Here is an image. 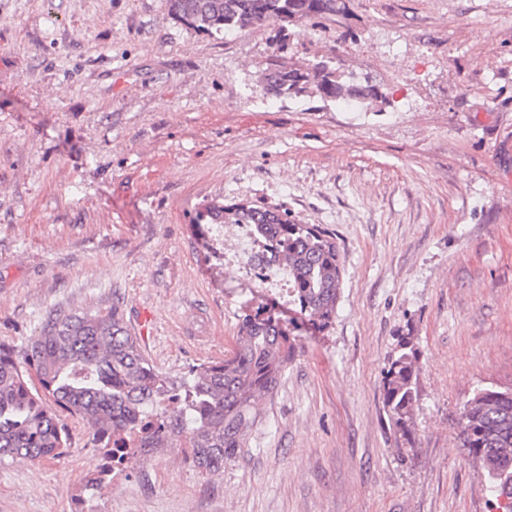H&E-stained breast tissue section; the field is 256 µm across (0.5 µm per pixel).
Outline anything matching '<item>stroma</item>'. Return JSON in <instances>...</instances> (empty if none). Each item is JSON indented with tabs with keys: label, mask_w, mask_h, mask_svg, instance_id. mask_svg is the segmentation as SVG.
<instances>
[{
	"label": "stroma",
	"mask_w": 512,
	"mask_h": 512,
	"mask_svg": "<svg viewBox=\"0 0 512 512\" xmlns=\"http://www.w3.org/2000/svg\"><path fill=\"white\" fill-rule=\"evenodd\" d=\"M346 3L283 38L197 31L167 0H0V342L115 307L166 376L223 358L241 306L271 296L214 259L212 204L285 208L344 269L332 323L296 329L222 472L163 448L87 489L102 455L69 416L64 458L0 463V512H497L457 424L476 390L512 389V0ZM278 53L386 99L272 97ZM405 334L419 396L399 446L383 377Z\"/></svg>",
	"instance_id": "obj_1"
}]
</instances>
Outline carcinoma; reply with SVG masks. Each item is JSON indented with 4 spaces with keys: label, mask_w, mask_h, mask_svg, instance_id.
<instances>
[{
    "label": "carcinoma",
    "mask_w": 512,
    "mask_h": 512,
    "mask_svg": "<svg viewBox=\"0 0 512 512\" xmlns=\"http://www.w3.org/2000/svg\"><path fill=\"white\" fill-rule=\"evenodd\" d=\"M168 7L175 19L207 33L264 23L282 33L298 21L346 14L341 0H168ZM263 82L277 99L317 96L366 106L383 99L372 80L347 77L330 60L310 67L279 61L266 69ZM211 218L251 224L258 236L272 241L292 271L291 302L301 317L320 330L332 323L342 264L329 232L263 206H215ZM275 308L274 303L244 308L233 348L223 359L191 369L180 392L149 364L115 307L50 315L20 349L0 342V463L61 459L69 445L64 412L88 426L102 453L104 463L87 480L91 487L132 457L158 448H181L185 461L201 473L224 470L246 447L262 401L293 360L294 338ZM418 373L413 338L401 336L384 372V407L399 441L409 445ZM171 397L177 404H168ZM460 422L461 447L500 496L501 462L512 461V390H477ZM120 442L132 448L116 457L112 445Z\"/></svg>",
    "instance_id": "1"
}]
</instances>
